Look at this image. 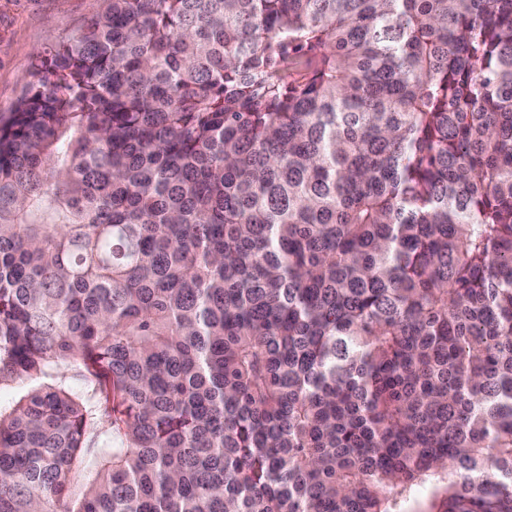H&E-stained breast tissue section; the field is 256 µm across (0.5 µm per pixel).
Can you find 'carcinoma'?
Instances as JSON below:
<instances>
[{
    "instance_id": "carcinoma-1",
    "label": "carcinoma",
    "mask_w": 512,
    "mask_h": 512,
    "mask_svg": "<svg viewBox=\"0 0 512 512\" xmlns=\"http://www.w3.org/2000/svg\"><path fill=\"white\" fill-rule=\"evenodd\" d=\"M106 2L0 115V512H512V0Z\"/></svg>"
}]
</instances>
